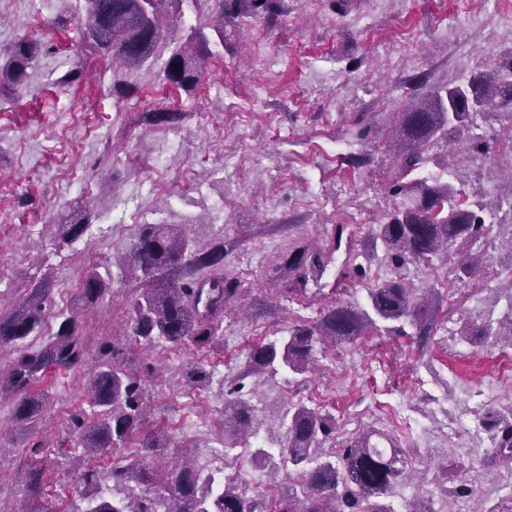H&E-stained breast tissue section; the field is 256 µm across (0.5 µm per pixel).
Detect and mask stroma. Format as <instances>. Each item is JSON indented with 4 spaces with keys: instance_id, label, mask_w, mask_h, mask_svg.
<instances>
[{
    "instance_id": "stroma-1",
    "label": "stroma",
    "mask_w": 512,
    "mask_h": 512,
    "mask_svg": "<svg viewBox=\"0 0 512 512\" xmlns=\"http://www.w3.org/2000/svg\"><path fill=\"white\" fill-rule=\"evenodd\" d=\"M455 0H277L275 16L227 24L193 91L162 85L161 61L115 76L112 59L81 42L83 0H0V54L16 41L57 44L27 71L15 92L0 93V316L23 302L32 281L48 279L54 301L77 314L91 358L77 370L51 372V401L42 422L21 428L14 402L0 399V505L8 512H54L78 503L86 466L132 461L130 448L79 449L68 425L88 402L87 379L102 345L123 351L150 394L144 432L164 426L163 458L145 460L157 479L179 456L224 438L229 387L244 378L254 408L247 436L238 437L226 474L243 479L247 494L278 498L292 480L280 456L255 460L257 449L285 444L292 401L335 416L342 431L396 437L410 451L409 471L388 497L396 512L417 500L433 512H492L512 480V461L489 463L491 414L512 411V344L469 343L465 323L504 321L512 288V237L501 235L489 261L464 283L449 265L410 264V286L440 299L433 341L419 350L414 336L368 330L350 341H325L318 362L299 375H244L252 345L315 326L335 301L367 306L375 280L395 271L371 252L369 234L393 201L385 187L392 155L387 144L411 95L456 83L512 50V0H469L456 21ZM181 109L172 124L146 119L158 107ZM356 151H345L349 142ZM496 159L470 163L456 149L429 151L421 173L491 200L502 183ZM89 210L80 239L58 240L62 216ZM144 224L182 225L193 248L224 250L223 270L239 282L224 308L211 346L177 351L134 342L130 301L135 282L116 268ZM347 225L349 251L369 277L336 288L334 271L291 293L288 260L294 250L324 244L334 225ZM112 268V287L81 306L84 272ZM235 336L245 345L232 344ZM211 371L190 389L186 373ZM499 379L493 399L479 392ZM474 429L468 444L450 423ZM49 445L61 472L41 490L30 476L43 461L34 444ZM470 486V498H451L444 486Z\"/></svg>"
}]
</instances>
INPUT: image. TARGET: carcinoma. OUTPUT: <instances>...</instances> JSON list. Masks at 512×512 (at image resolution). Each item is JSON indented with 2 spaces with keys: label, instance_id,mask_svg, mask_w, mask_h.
I'll return each instance as SVG.
<instances>
[{
  "label": "carcinoma",
  "instance_id": "1",
  "mask_svg": "<svg viewBox=\"0 0 512 512\" xmlns=\"http://www.w3.org/2000/svg\"><path fill=\"white\" fill-rule=\"evenodd\" d=\"M184 0H86L85 41L103 55L115 57L122 66L134 69L168 54L163 80L188 88L197 82L202 63L212 55L204 27L192 28L186 43L167 38L165 19L170 10L180 12ZM219 23L213 26L224 41V22L270 13L272 0H210ZM44 52L38 41L21 40L7 51L0 63V90L17 88ZM483 104L488 117L500 110L512 115V53L497 59L489 69L474 73L466 82L429 89L413 99L399 113L390 144L395 169L387 184L394 205L386 222L375 225L373 244L383 248L392 267L401 270L413 262L432 263L458 255L469 258L458 262L457 279L471 277L487 253L476 250L477 241L493 230L509 229L512 235V181L495 203L468 202L460 189L448 183L411 177L425 162L424 153L438 143L460 139L471 146L481 142L479 125L469 101ZM89 217H69L61 225L63 241L72 242L85 232ZM223 260L221 247L198 253L178 224H146L130 251L120 261L121 276L138 284L131 301L135 341L148 346L163 345L177 350L186 343L204 348L213 343L216 325L226 301L237 292L228 276L192 280L179 279L182 270L215 267ZM332 262L330 249L302 251L293 256V284L307 285L309 271L324 270ZM109 269H89L82 281V300L89 306L110 290ZM370 308L352 304L335 305L312 328L291 326L288 335L255 345L243 380L254 372L277 374L287 370L302 374L315 361L316 344L330 336L348 341L367 329L389 335L404 334L398 322L408 319L415 327L421 346L430 343L433 319L424 315V304L401 279L382 282L367 289ZM51 302L50 288L44 282L30 286L21 309L0 317V346L16 349L8 374L0 373V395L16 399L14 419L37 424L46 410L49 390L46 382L51 367L74 369L88 358L79 332L77 317L70 315L59 325L55 336L32 349L23 341L40 325ZM90 412L71 415L72 430L82 433L83 448H123L141 428L147 397L138 374L114 359L94 374L89 383ZM225 420L246 431L252 421V407L242 398L224 407ZM492 458L512 460V416L494 419ZM165 430L141 438V447L156 456L164 444ZM336 435V418L304 405L288 417V464L299 471V491L268 500L257 493L251 497L236 479L227 475L223 485L211 474L189 461H179L161 489L121 498L89 496L86 512H394L390 505L374 502L403 477L405 458L396 447L380 448L366 438L343 440L334 459L323 458L321 442ZM105 480L119 493L131 481L145 482L147 473L136 463L114 464Z\"/></svg>",
  "mask_w": 512,
  "mask_h": 512
}]
</instances>
